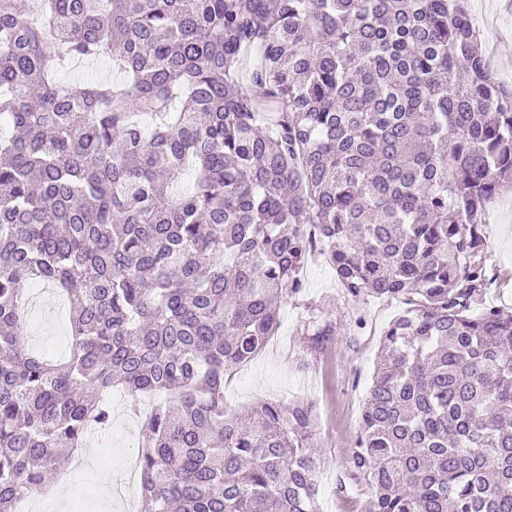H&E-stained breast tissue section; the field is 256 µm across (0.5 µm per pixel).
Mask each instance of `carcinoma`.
<instances>
[{
  "label": "carcinoma",
  "mask_w": 512,
  "mask_h": 512,
  "mask_svg": "<svg viewBox=\"0 0 512 512\" xmlns=\"http://www.w3.org/2000/svg\"><path fill=\"white\" fill-rule=\"evenodd\" d=\"M465 2L0 0V512L116 388L162 396L144 512H319L313 403L224 408L317 250L406 306L349 448L360 512H512V312L476 310L512 88ZM99 60L120 77H59ZM28 280L70 304L63 360L25 343Z\"/></svg>",
  "instance_id": "cac0c4a2"
}]
</instances>
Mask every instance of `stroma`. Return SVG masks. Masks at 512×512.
I'll use <instances>...</instances> for the list:
<instances>
[{"label": "stroma", "mask_w": 512, "mask_h": 512, "mask_svg": "<svg viewBox=\"0 0 512 512\" xmlns=\"http://www.w3.org/2000/svg\"><path fill=\"white\" fill-rule=\"evenodd\" d=\"M468 9L495 77L512 85V0H468ZM483 231L487 264L495 275L486 301L512 312V187L503 188L489 205ZM301 279L303 291L281 308L279 328L267 347L229 375L226 411L240 415L270 400L313 402L319 507L321 512H343L342 488L350 481L348 450L360 426L381 334L404 305L369 297L347 299L334 269L319 253L304 266ZM24 288L30 347L62 360L69 342L65 298L45 283L28 281ZM320 303L328 305L336 335L320 353L311 354L301 331L312 306ZM134 405L133 398L113 393L112 424L95 437L93 464L66 466L53 477L65 486V497L56 500L43 491L32 495L29 505L40 506L41 512H124L122 501L127 498L140 506L137 484H130L122 499L106 491L107 481L117 472L115 457L137 453L142 439V417Z\"/></svg>", "instance_id": "1"}]
</instances>
